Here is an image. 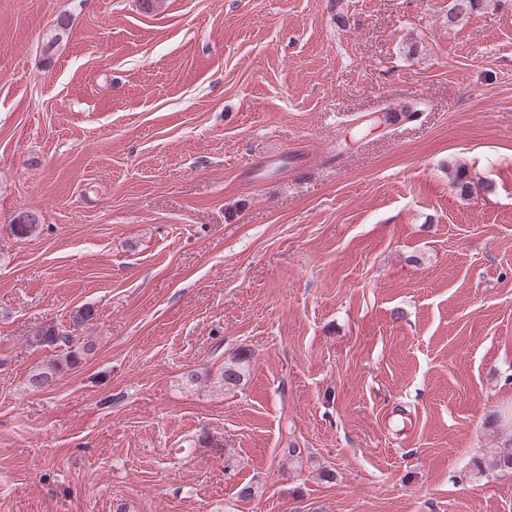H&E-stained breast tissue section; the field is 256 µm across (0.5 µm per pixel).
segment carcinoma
<instances>
[{
  "instance_id": "1",
  "label": "carcinoma",
  "mask_w": 512,
  "mask_h": 512,
  "mask_svg": "<svg viewBox=\"0 0 512 512\" xmlns=\"http://www.w3.org/2000/svg\"><path fill=\"white\" fill-rule=\"evenodd\" d=\"M483 0H450L448 3V25L453 26L463 20L467 15L474 12L482 4ZM448 168L454 169L455 176L453 184L460 194L465 195L471 190V181L464 167L458 162L448 161ZM35 230V219L30 214L18 216L15 224L11 226L12 233L19 238L28 237ZM92 316V311H79L72 316L71 330L62 334L57 333L53 326L41 329L35 336L30 338V343L38 346L52 345L62 342L66 351L59 357L50 360L44 367H38L30 372L27 378V385L31 389L43 387L53 381L66 368L75 366L84 352L91 351V346L80 342L77 331L83 328ZM249 363V356L239 355L233 361L224 365L221 372V379L227 387H233L243 380L245 365ZM492 471H512V450L498 453L486 466Z\"/></svg>"
}]
</instances>
